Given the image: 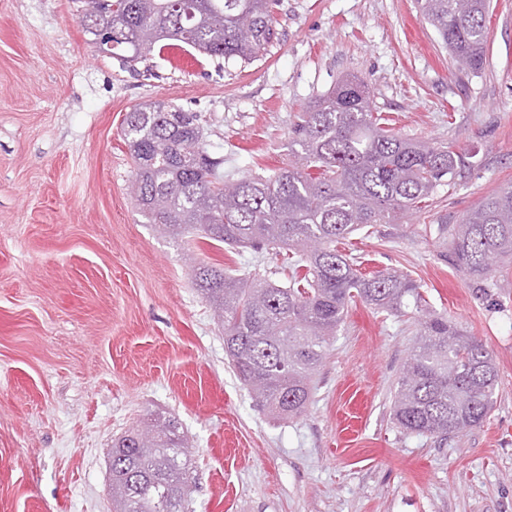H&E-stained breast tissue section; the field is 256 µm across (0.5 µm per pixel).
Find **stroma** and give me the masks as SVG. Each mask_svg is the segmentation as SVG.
<instances>
[{"label":"stroma","instance_id":"obj_1","mask_svg":"<svg viewBox=\"0 0 512 512\" xmlns=\"http://www.w3.org/2000/svg\"><path fill=\"white\" fill-rule=\"evenodd\" d=\"M78 8L0 0V512H112V441L155 416L184 435L187 512H512V262L480 288L448 257L449 227L512 183V0H491L476 72L414 0H280V42L246 63L169 50L129 64L89 46ZM347 78L395 132L471 157L428 207L346 245L493 353L491 412L445 445L391 420L412 319L359 302L306 412L258 409L193 268L280 280L283 256L184 245L131 191L122 124L136 105L197 113L238 178L284 167L299 113Z\"/></svg>","mask_w":512,"mask_h":512}]
</instances>
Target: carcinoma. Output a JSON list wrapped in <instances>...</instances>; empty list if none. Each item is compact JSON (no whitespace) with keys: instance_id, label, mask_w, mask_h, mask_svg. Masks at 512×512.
Instances as JSON below:
<instances>
[{"instance_id":"cac0c4a2","label":"carcinoma","mask_w":512,"mask_h":512,"mask_svg":"<svg viewBox=\"0 0 512 512\" xmlns=\"http://www.w3.org/2000/svg\"><path fill=\"white\" fill-rule=\"evenodd\" d=\"M88 25L112 18L100 51L142 59L170 46L227 60H254L277 39L278 0H79ZM452 57L484 64L489 0H417ZM151 102L126 113L123 135L135 165L136 201L174 240L190 234L280 254L299 248L283 282L234 276L201 263L195 285L221 311L224 349L256 406L276 417L303 413L311 375L325 358L350 304L411 312L418 342L403 364L393 402L396 428L441 444L489 415L499 368L481 341L432 313L420 286L397 272L366 276L337 244L377 224H394L440 186H455L466 154L380 127L365 86L339 82L298 116L296 160L271 176L224 178L199 118ZM512 256V186L485 197L453 229L450 260L478 284ZM189 466L178 422L154 418L112 440L113 512H185Z\"/></svg>"}]
</instances>
